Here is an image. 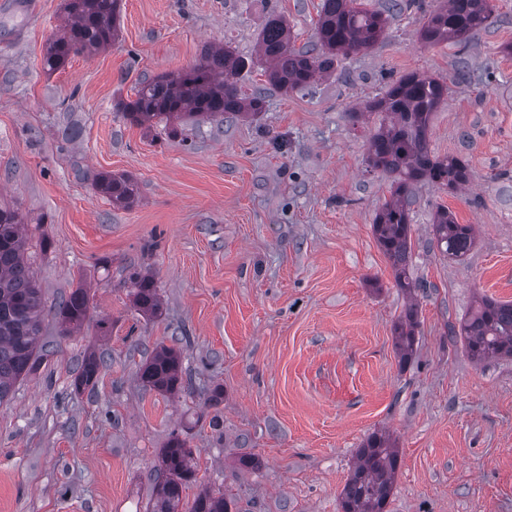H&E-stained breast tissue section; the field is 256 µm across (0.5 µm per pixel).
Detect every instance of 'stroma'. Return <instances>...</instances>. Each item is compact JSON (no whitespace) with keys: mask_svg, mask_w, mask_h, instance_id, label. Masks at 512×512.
Listing matches in <instances>:
<instances>
[{"mask_svg":"<svg viewBox=\"0 0 512 512\" xmlns=\"http://www.w3.org/2000/svg\"><path fill=\"white\" fill-rule=\"evenodd\" d=\"M319 2L122 0L111 45L49 73L63 0H0V206L32 229L47 303L81 276L95 317L64 337L46 314L54 354L0 405V512H146L175 434L199 463L183 512L203 487L232 512H340L375 432L399 449L386 512H512V359L474 363L449 332L480 297L512 302V0H496L495 23L463 49L421 43L422 14L393 13L378 44L309 90L242 71L238 87L264 98L254 117L176 133L120 112L138 82L189 70L205 47L253 57L270 16L310 44ZM461 60L469 77L458 82ZM415 71L452 80L429 148L463 157L472 178L461 191L413 186L410 272L426 288L412 298L372 232L392 192L366 162L375 123L349 114ZM98 172L132 176L136 204L97 193ZM441 205L475 227L463 259L434 240ZM135 272L159 288L153 318L132 305ZM411 305L415 354L403 362L393 327ZM161 345L194 382L183 398L137 377ZM91 347L109 366L74 391Z\"/></svg>","mask_w":512,"mask_h":512,"instance_id":"1","label":"stroma"}]
</instances>
